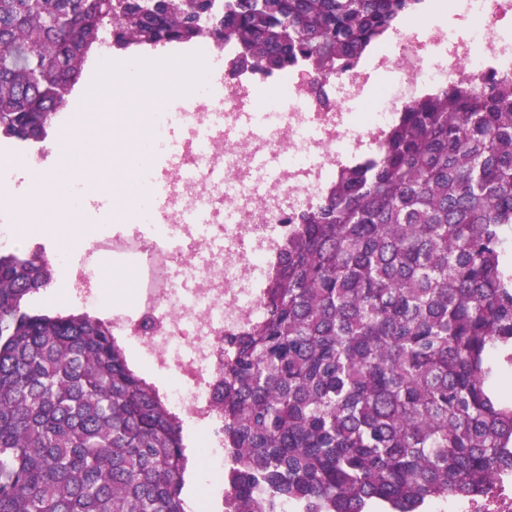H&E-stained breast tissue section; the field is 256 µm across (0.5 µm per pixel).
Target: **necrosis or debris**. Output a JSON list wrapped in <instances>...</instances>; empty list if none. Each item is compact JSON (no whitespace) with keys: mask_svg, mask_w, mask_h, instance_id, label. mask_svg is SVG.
Masks as SVG:
<instances>
[{"mask_svg":"<svg viewBox=\"0 0 512 512\" xmlns=\"http://www.w3.org/2000/svg\"><path fill=\"white\" fill-rule=\"evenodd\" d=\"M465 71L512 76V0H426L418 26L395 32L345 76L314 86L289 72L274 98L261 99L263 76L245 81L227 70L210 72L191 96L185 124L182 165L194 175L171 179L172 214L203 204L209 224L182 225L170 239L105 230L73 267V287L93 298L90 272L101 258L135 263L141 300L116 316L115 325L157 371L173 377L170 407L199 428H214L224 342L261 313L260 291L251 282L265 276L276 233L322 197L343 156L376 152L397 112L429 89L453 85ZM249 101L270 118L260 133L233 137ZM203 125L211 144L201 154L190 134ZM215 170L227 173L232 190L210 180ZM228 211L235 223H225Z\"/></svg>","mask_w":512,"mask_h":512,"instance_id":"obj_1","label":"necrosis or debris"}]
</instances>
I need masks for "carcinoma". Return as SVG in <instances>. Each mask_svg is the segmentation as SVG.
<instances>
[{
  "mask_svg": "<svg viewBox=\"0 0 512 512\" xmlns=\"http://www.w3.org/2000/svg\"><path fill=\"white\" fill-rule=\"evenodd\" d=\"M423 0H0V135L42 139L93 52L211 23L239 71L342 76ZM512 78L396 114L288 227L261 314L226 340L224 512H420L512 477ZM38 253H0V512H185L179 417L110 322L32 313Z\"/></svg>",
  "mask_w": 512,
  "mask_h": 512,
  "instance_id": "obj_1",
  "label": "carcinoma"
}]
</instances>
